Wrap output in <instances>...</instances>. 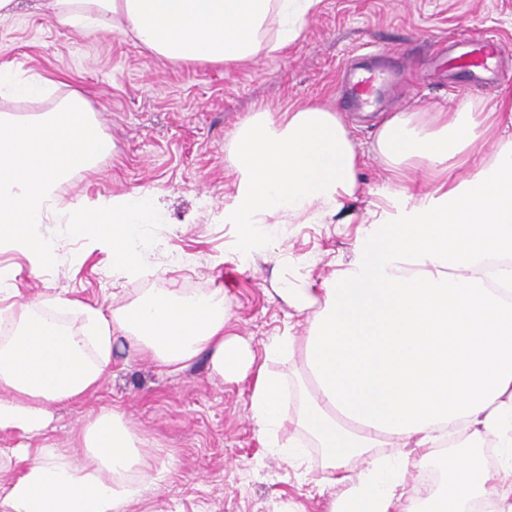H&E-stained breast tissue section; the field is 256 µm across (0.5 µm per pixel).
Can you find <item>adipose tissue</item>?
<instances>
[{
    "label": "adipose tissue",
    "instance_id": "adipose-tissue-1",
    "mask_svg": "<svg viewBox=\"0 0 512 512\" xmlns=\"http://www.w3.org/2000/svg\"><path fill=\"white\" fill-rule=\"evenodd\" d=\"M320 0H45L56 25L133 38L164 59L228 64L296 42ZM490 159L459 182L416 195L396 191L375 212L350 269L314 284L283 282L281 298L305 317L303 335L266 345L267 358L301 353L309 385L297 424L321 448V480L335 487L327 512H471L484 502L512 512V92L497 111L463 104L432 127L387 116L377 150L396 177L447 170L478 139ZM231 164L240 176L224 207L248 260L271 248L276 224H322L358 188L360 156L337 113L316 103L238 127ZM16 271L0 267V429L46 430L54 403L95 392L112 366L114 333L136 355L177 369L200 355L227 379L253 378L251 417L262 440L295 463L298 441L279 443L287 376L259 368L248 345L224 335L220 290L151 294L104 308L58 295L19 301ZM503 461L474 462L486 441ZM86 461L46 448L5 488V512H124L161 478L144 440L121 413L104 409L80 434ZM389 449L386 457L378 449ZM436 459L442 479L409 493L412 470Z\"/></svg>",
    "mask_w": 512,
    "mask_h": 512
}]
</instances>
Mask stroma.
I'll return each mask as SVG.
<instances>
[{
	"label": "stroma",
	"mask_w": 512,
	"mask_h": 512,
	"mask_svg": "<svg viewBox=\"0 0 512 512\" xmlns=\"http://www.w3.org/2000/svg\"><path fill=\"white\" fill-rule=\"evenodd\" d=\"M468 33L502 39L506 75L462 85L447 67L448 45ZM387 52L409 77L383 101L360 109L345 95L347 62ZM0 65L38 72L63 91L83 92L113 144L97 171L64 184L65 199L139 192L166 216L155 258L134 279L108 277L103 251L84 254L81 241L61 236L63 264L33 275L24 256L0 251V265L18 269L24 298L66 293L103 305L191 288L223 289L227 334L245 339L256 365L292 375L301 356L267 361L271 337L305 321L289 314L277 293L280 279L319 281L355 258L367 211L385 205L398 187L376 148L380 121L390 112L422 118L464 101L486 112L512 91V0H321L302 38L248 63L183 64L158 57L131 39L102 31L86 36L51 23L40 0H18L0 19ZM308 102L338 112L361 156L360 190L348 224H288L276 228L267 258L244 261L238 229L223 210L237 188L229 162L235 133L258 110L284 112ZM211 209H204L203 200ZM250 380L218 376L207 357L175 370L112 346V370L82 403L52 406L45 433L0 430V451L53 448L82 461L78 432L101 408L118 410L146 439L151 462L166 468L159 487L128 503L125 512H326L332 489L318 483L320 449L305 467L263 447L250 413Z\"/></svg>",
	"instance_id": "35a3bbf8"
}]
</instances>
